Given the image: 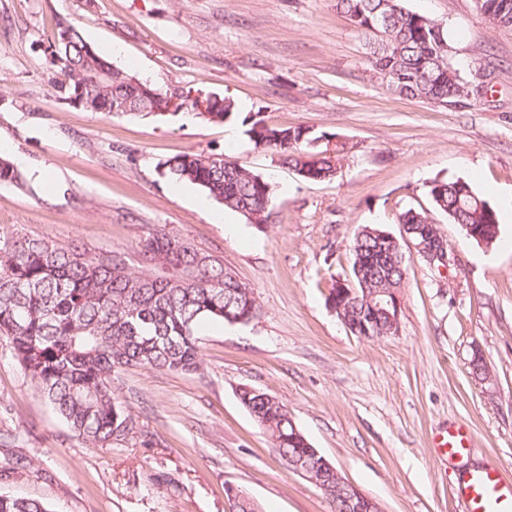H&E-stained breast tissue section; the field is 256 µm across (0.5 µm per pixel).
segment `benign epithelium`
<instances>
[{
	"label": "benign epithelium",
	"mask_w": 512,
	"mask_h": 512,
	"mask_svg": "<svg viewBox=\"0 0 512 512\" xmlns=\"http://www.w3.org/2000/svg\"><path fill=\"white\" fill-rule=\"evenodd\" d=\"M220 97L193 92L188 95L176 94L167 98L168 105L154 108V111L180 112L190 109L194 112H214ZM380 237L392 244L404 241L410 244L419 256L430 265L449 269L456 265L457 255L448 248L447 241L437 234L431 224H403L401 238L389 233ZM336 299L330 307L347 330L363 339L372 338L370 326L379 318L389 322L387 333H397L401 312L398 292L390 290L379 295H365V309L359 316L350 313L352 304L360 300V289L352 281H341L335 293ZM289 468L312 482L332 504L334 512H382L379 503L365 494L358 486L344 478L340 472L315 448L304 449L301 458L290 460Z\"/></svg>",
	"instance_id": "1"
}]
</instances>
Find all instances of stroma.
I'll use <instances>...</instances> for the list:
<instances>
[{
  "label": "stroma",
  "mask_w": 512,
  "mask_h": 512,
  "mask_svg": "<svg viewBox=\"0 0 512 512\" xmlns=\"http://www.w3.org/2000/svg\"><path fill=\"white\" fill-rule=\"evenodd\" d=\"M448 29L451 62L483 75L485 98L444 107L393 95L336 0H0V139L26 183H0V231L120 253L139 269L154 228L219 259L261 312L199 331L202 367H141L112 376L138 421L109 447L83 444L34 391L0 337V494L50 512H231L233 485L260 512H332L291 471L238 399L250 386L284 404L312 447L383 512H465L461 470L512 473V221L486 248L434 209L436 180L467 181L493 208L512 187V30L471 0H404ZM77 25L114 65L170 90L233 98L240 116H108L59 99L42 63L58 21ZM338 134L333 180L310 183L245 133L242 116ZM224 153L276 184L265 228L171 178L164 161ZM426 211L458 258L430 267L403 251L397 335L351 334L326 302L351 271L367 225L400 235ZM482 356L490 376L473 375ZM464 426L472 451L447 460L438 436Z\"/></svg>",
  "instance_id": "35a3bbf8"
}]
</instances>
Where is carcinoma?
<instances>
[{
  "label": "carcinoma",
  "mask_w": 512,
  "mask_h": 512,
  "mask_svg": "<svg viewBox=\"0 0 512 512\" xmlns=\"http://www.w3.org/2000/svg\"><path fill=\"white\" fill-rule=\"evenodd\" d=\"M491 13L490 25L512 30V0H482ZM336 9L372 40L370 64L388 89L400 97L426 100L441 106L462 102L459 89L468 84L450 62L452 46L441 25L405 8L404 0H336ZM44 63L60 71L64 80L54 85L71 102L81 92L93 94L91 111L112 106V100H129L137 112L159 106L163 98L145 102L134 94L136 75L114 66L83 38L68 21L57 24L44 50ZM112 78L87 87L95 72ZM238 114L234 100L207 114L192 116L223 123ZM246 135L255 144L277 154L283 164L296 169L307 156L315 157L307 180L330 181L345 144L328 147L324 140L336 133L318 135L301 128L270 127L251 113L243 119ZM322 144H317V141ZM175 179L200 188L224 209L244 216L256 226L270 218L273 184L246 166L224 159L183 153L163 163ZM0 182L22 187L25 177L0 154ZM434 208L453 224L470 226L487 244L496 242V210L469 183L435 180L428 189ZM370 227L362 238L352 239V264L365 267L367 287L398 291L407 265L393 253L379 250ZM143 268L133 270L115 252H91L71 244L29 237L18 231L0 232V336L9 340L14 355L38 393L74 435L93 446H110L134 433L137 420L118 403L112 389V372L121 367L196 371L201 366L197 330L203 323L245 324L259 310L253 291L219 261L201 263L188 242L156 229L140 246ZM238 398L255 422L267 432L282 460L296 455L302 442L291 444L292 417L281 402L266 393L242 387ZM0 512H51L43 502L0 495Z\"/></svg>",
  "instance_id": "obj_1"
}]
</instances>
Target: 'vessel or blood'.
I'll use <instances>...</instances> for the list:
<instances>
[{
  "label": "vessel or blood",
  "instance_id": "vessel-or-blood-1",
  "mask_svg": "<svg viewBox=\"0 0 512 512\" xmlns=\"http://www.w3.org/2000/svg\"><path fill=\"white\" fill-rule=\"evenodd\" d=\"M448 458L465 456L470 438L464 427H448L439 442ZM457 493L466 504V512H512V480L505 479L493 464L466 472L457 480Z\"/></svg>",
  "mask_w": 512,
  "mask_h": 512
}]
</instances>
